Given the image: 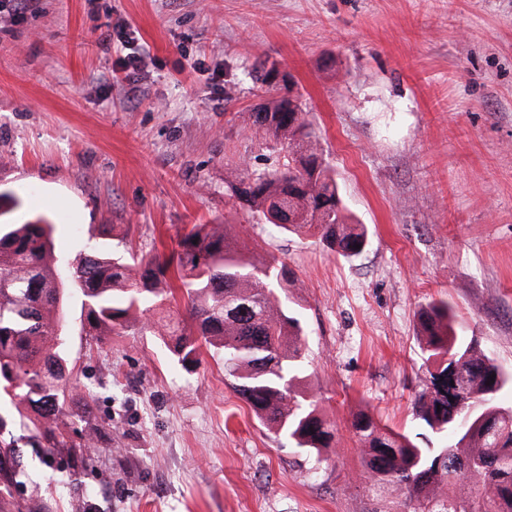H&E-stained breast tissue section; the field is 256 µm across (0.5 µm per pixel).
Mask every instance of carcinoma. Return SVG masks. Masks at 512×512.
I'll return each instance as SVG.
<instances>
[{
    "instance_id": "1",
    "label": "carcinoma",
    "mask_w": 512,
    "mask_h": 512,
    "mask_svg": "<svg viewBox=\"0 0 512 512\" xmlns=\"http://www.w3.org/2000/svg\"><path fill=\"white\" fill-rule=\"evenodd\" d=\"M253 125L281 146L284 162L246 173L242 182L249 189L237 187L234 194L284 231L316 236L343 257L361 253L366 230L347 222L301 97L286 112L278 101L266 104L253 113ZM281 203L294 214L293 223L281 222ZM52 232L43 218L0 222V396L16 402L49 462L68 458L87 465L101 439V430L90 424L78 433V443L58 432L70 412L85 420L89 397L70 383L66 279L81 292L83 329L96 340L142 323L177 279L188 318H168L161 337L172 342L178 362L190 371L200 363L201 349L221 355L233 390L260 422L318 463L322 449L337 447L336 424L304 387L302 328L286 304L283 262L241 246L231 224L192 225L163 260L95 249L67 263L54 250ZM418 319L429 379L415 398L414 417L438 445L421 448L370 415H353L351 432L369 475L366 493L398 500L401 512H512V406L500 403L512 375L457 334L447 302H429ZM8 427L0 417L5 488L24 475L18 439L3 437ZM0 512H46V506L38 495L20 506L0 499Z\"/></svg>"
}]
</instances>
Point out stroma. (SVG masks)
Returning <instances> with one entry per match:
<instances>
[{"mask_svg":"<svg viewBox=\"0 0 512 512\" xmlns=\"http://www.w3.org/2000/svg\"><path fill=\"white\" fill-rule=\"evenodd\" d=\"M129 54L143 61L125 72ZM259 58L290 76L367 228L354 258L233 195L275 160L252 128L279 90L253 79ZM0 193L17 201L5 221L47 219L71 262L116 237L166 255L185 228L236 225L290 272L305 386L341 441L314 464L254 417L222 360L186 372L159 336L182 295L98 343L70 284L71 381L95 387L90 422L108 433L86 470L46 468L22 440L28 477L1 497L37 494L48 512H397L367 497L349 424L363 410L431 444L413 415L421 307L448 301L512 372V0H35L0 18Z\"/></svg>","mask_w":512,"mask_h":512,"instance_id":"obj_1","label":"stroma"}]
</instances>
